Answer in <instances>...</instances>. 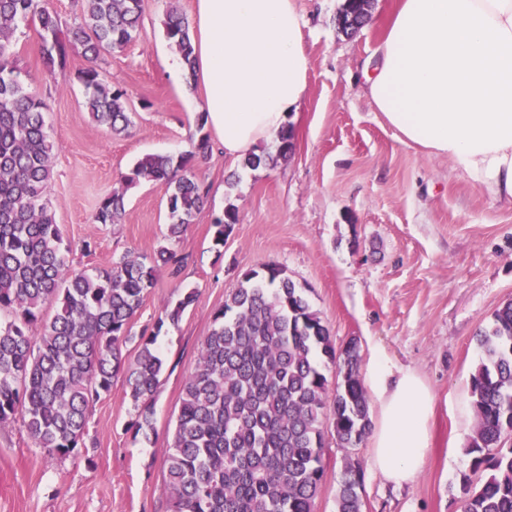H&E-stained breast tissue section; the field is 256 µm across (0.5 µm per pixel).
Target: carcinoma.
Listing matches in <instances>:
<instances>
[{"label":"carcinoma","mask_w":512,"mask_h":512,"mask_svg":"<svg viewBox=\"0 0 512 512\" xmlns=\"http://www.w3.org/2000/svg\"><path fill=\"white\" fill-rule=\"evenodd\" d=\"M144 2L81 0V22L67 27L50 0H0V427L20 421L38 447L61 456L85 444L90 409L120 375L139 409L134 434L154 430L150 401L165 371L158 337L165 324L179 322L197 291L187 290L142 330L134 360L123 350L157 269L177 274L188 262L173 244L206 202L193 162L209 141L204 134L177 157L146 155L124 178L129 186L144 179L168 187L165 244L153 257L124 254L104 267L71 268V245L46 199L55 147L46 104L26 86L14 37L34 28L40 65L51 75L83 57L86 108L97 125L121 134L131 125L126 91L109 85L97 61L141 37ZM164 30L193 68L186 17L169 11ZM270 160L251 152L240 165L255 170ZM123 214L124 195L114 193L99 202L93 223L118 224ZM236 221L230 203L214 222V245H224ZM477 345L463 509L512 512V300L495 309ZM328 427L343 449L369 435L357 344L337 353L306 289L284 267L268 263L243 273L213 313L182 387L163 487L171 512H316ZM362 482L360 466L346 462L336 512H363Z\"/></svg>","instance_id":"obj_1"}]
</instances>
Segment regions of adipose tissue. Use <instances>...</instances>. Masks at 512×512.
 <instances>
[{
    "label": "adipose tissue",
    "mask_w": 512,
    "mask_h": 512,
    "mask_svg": "<svg viewBox=\"0 0 512 512\" xmlns=\"http://www.w3.org/2000/svg\"><path fill=\"white\" fill-rule=\"evenodd\" d=\"M296 0H194V77L225 157L270 140L304 99L309 60ZM365 93L400 137L444 157L512 206V0H400ZM370 466L402 485L421 472L434 394L372 355Z\"/></svg>",
    "instance_id": "1"
}]
</instances>
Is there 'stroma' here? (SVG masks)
<instances>
[{"label":"stroma","mask_w":512,"mask_h":512,"mask_svg":"<svg viewBox=\"0 0 512 512\" xmlns=\"http://www.w3.org/2000/svg\"><path fill=\"white\" fill-rule=\"evenodd\" d=\"M344 0H297L307 22V93L290 112L295 148L288 158L255 170L213 148L195 161L209 187L204 210L177 242L188 254L179 274L159 269L132 324L125 354L184 289L198 297L158 343L166 359L149 436L129 430L137 410L122 380L92 408L86 444L62 457L37 447L21 423L0 428V512H170L163 492L168 429L180 407L214 311L242 274L267 263L286 268L337 346L357 341L361 358L384 354L416 370L433 390L432 444L417 479L397 487L370 469V446L350 450L327 439L325 479L317 512H336V487L347 460L363 469V512H462L460 478L474 423L470 374L479 358L476 336L494 310L512 300V207L496 200L442 158L402 141L364 92L372 60L396 0H373L372 21L353 35L337 17ZM194 0H146L144 33L100 66L112 87L127 92L133 124L115 135L95 126L77 78L38 63L37 36L20 29L14 49L25 81L48 105L56 145L48 197L70 242L75 268L104 266L123 254L152 255L164 242V184L126 188L139 159L177 155L196 141L201 90L174 80L175 51L163 22L169 10L191 16ZM124 193L121 223H93L99 201ZM237 222L222 248L212 242L227 204ZM93 242L84 253L83 242Z\"/></svg>","instance_id":"35a3bbf8"}]
</instances>
